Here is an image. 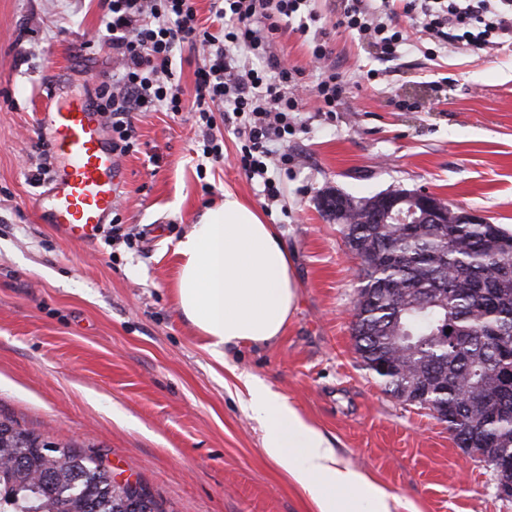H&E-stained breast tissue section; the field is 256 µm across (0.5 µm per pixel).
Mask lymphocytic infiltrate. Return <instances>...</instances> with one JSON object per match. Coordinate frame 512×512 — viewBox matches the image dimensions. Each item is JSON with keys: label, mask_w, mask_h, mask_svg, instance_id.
Instances as JSON below:
<instances>
[{"label": "lymphocytic infiltrate", "mask_w": 512, "mask_h": 512, "mask_svg": "<svg viewBox=\"0 0 512 512\" xmlns=\"http://www.w3.org/2000/svg\"><path fill=\"white\" fill-rule=\"evenodd\" d=\"M310 2L211 0L210 12L221 25L214 33L200 23L195 0H103L105 31L97 44L111 52L119 72L99 83L93 105L112 132L113 152L125 155L136 145L132 113L157 106L175 115L195 113L204 157L220 162L224 142L214 128L221 119L238 135V167L261 184L268 201H278L281 187L274 173L295 163L285 144L296 132L304 94L332 115L346 93V81L328 63L326 30L311 26L316 16ZM398 6L426 35L432 56L450 47L483 50L512 42V0H346L338 25L392 59L411 44L408 30L390 22ZM293 20L320 69L311 85L302 69L272 52L275 35ZM184 45L203 56L189 100L172 71L175 50ZM241 47L264 61V68L243 61Z\"/></svg>", "instance_id": "1"}]
</instances>
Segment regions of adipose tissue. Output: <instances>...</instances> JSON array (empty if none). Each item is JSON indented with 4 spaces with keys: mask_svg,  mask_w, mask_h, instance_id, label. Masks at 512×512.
Instances as JSON below:
<instances>
[{
    "mask_svg": "<svg viewBox=\"0 0 512 512\" xmlns=\"http://www.w3.org/2000/svg\"><path fill=\"white\" fill-rule=\"evenodd\" d=\"M178 306L208 348L276 340L298 300L295 268L275 225L225 193L176 242ZM245 406L263 425V448L315 502L318 512H392L391 497L342 466L326 435L258 377L244 378Z\"/></svg>",
    "mask_w": 512,
    "mask_h": 512,
    "instance_id": "obj_1",
    "label": "adipose tissue"
}]
</instances>
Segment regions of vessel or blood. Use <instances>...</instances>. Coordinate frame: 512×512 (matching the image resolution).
I'll return each instance as SVG.
<instances>
[{
    "label": "vessel or blood",
    "mask_w": 512,
    "mask_h": 512,
    "mask_svg": "<svg viewBox=\"0 0 512 512\" xmlns=\"http://www.w3.org/2000/svg\"><path fill=\"white\" fill-rule=\"evenodd\" d=\"M55 134L52 150L66 165L50 193L52 222L65 236L86 241L105 223L124 178L107 146L101 117L85 99L38 112Z\"/></svg>",
    "instance_id": "1"
}]
</instances>
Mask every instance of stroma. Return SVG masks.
Segmentation results:
<instances>
[{
    "label": "stroma",
    "instance_id": "35a3bbf8",
    "mask_svg": "<svg viewBox=\"0 0 512 512\" xmlns=\"http://www.w3.org/2000/svg\"><path fill=\"white\" fill-rule=\"evenodd\" d=\"M339 5L312 2L347 93L330 116L305 98L278 202L238 169L233 126L217 129L215 163L194 113H134L139 148L118 158V217L141 234L129 248L64 238L33 204L50 187L35 176L37 148L52 141L36 122L45 92L88 96L112 75L95 42L100 0H0V418L101 453L166 512H318L265 455L245 374L320 427L342 465L394 495L395 512H512L447 423L364 367L352 334L361 262L317 205L327 190L422 189L512 226V46L430 60L419 45L386 61L337 27ZM228 191L277 226L299 288L282 336L218 357L178 308L174 246Z\"/></svg>",
    "mask_w": 512,
    "mask_h": 512
}]
</instances>
